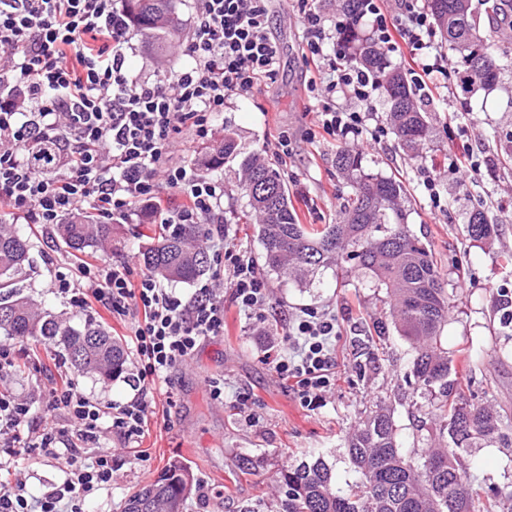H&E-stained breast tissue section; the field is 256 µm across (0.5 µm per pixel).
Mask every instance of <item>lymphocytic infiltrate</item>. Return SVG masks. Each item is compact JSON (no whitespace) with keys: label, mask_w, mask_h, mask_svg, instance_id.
<instances>
[{"label":"lymphocytic infiltrate","mask_w":512,"mask_h":512,"mask_svg":"<svg viewBox=\"0 0 512 512\" xmlns=\"http://www.w3.org/2000/svg\"><path fill=\"white\" fill-rule=\"evenodd\" d=\"M269 0H197L194 30L184 46L189 62L173 76L132 74L127 53L131 28L122 0H0V73L13 81L0 100V212L18 224L44 229L95 212L104 223L126 220L137 203L152 205L159 223L200 224L212 252L214 279L230 276L240 312L263 309L266 281L246 252L224 242V185L197 175L174 159L179 147L203 144L218 131L227 100L251 96L277 76L281 46L269 31ZM380 0H359L357 15L328 19L314 0H291L301 31L302 55L317 71L308 87L317 102L306 109L313 128L329 137L379 144L386 130L367 127L366 115L337 107V93L367 103L377 78L347 56V28L370 24L372 40L389 53H408L423 76L449 73L436 53L423 0H398L387 16ZM57 133V167L30 162L23 148L34 133ZM177 202L160 201L163 190ZM56 288L78 308L104 309L130 323L137 355L136 394L102 406L79 393L74 378H48L51 409L63 411L68 428L35 418L26 401L0 391V446L16 455L56 459L64 434L93 451L90 465L78 449L66 456L67 476L41 496H29L23 480L0 483V512H88L92 495L112 482V448L101 439L110 421L124 441L140 438L157 384L194 356L202 341L224 333V297L212 281L190 297L165 288L152 274L127 262L81 260L57 275ZM336 316L307 311L288 326L291 353L266 348L263 360L293 393L316 407L336 384Z\"/></svg>","instance_id":"f902f5d3"}]
</instances>
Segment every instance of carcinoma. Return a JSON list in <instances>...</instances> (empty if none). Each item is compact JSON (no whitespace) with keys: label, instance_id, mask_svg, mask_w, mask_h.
<instances>
[{"label":"carcinoma","instance_id":"1","mask_svg":"<svg viewBox=\"0 0 512 512\" xmlns=\"http://www.w3.org/2000/svg\"><path fill=\"white\" fill-rule=\"evenodd\" d=\"M131 26L153 35L162 53L181 39L175 0H124ZM432 24L448 42L461 68L460 90L471 94L492 90L501 67L492 37L505 30L497 24L504 0H486L484 16L474 13L471 0H425ZM355 59L377 74L394 135L407 155L419 156L431 141L433 127L416 103L415 83L387 63L384 50L354 31ZM236 154L226 134L203 164L218 166ZM38 164L56 161L55 146L41 140L31 149ZM363 157L347 148L336 151V167L347 177L350 192L340 204L336 222L316 227L299 222L288 187L272 163L252 156L240 160V188L259 222L254 233L263 245V265L277 274L305 278L321 268L348 261L371 275L393 300L392 323L413 351L414 389L436 396L433 415L439 421L438 446L427 449L414 464L399 449L398 426L390 409L370 412L345 438L347 457L356 479L340 490L321 455L276 473L282 512H512V493L482 497L480 487L461 460L460 450L494 439L512 445V417L505 409L468 402L449 380L452 359L442 335L448 322L450 297L429 249L407 229L406 188L396 175L373 174ZM152 243L142 252L145 267L171 281L191 282L209 268L207 251L199 244L200 225L146 224ZM473 242L492 240L497 225L483 211L468 217ZM55 233L70 254L112 245V225L75 216L56 225ZM33 260L29 244L15 224L0 222V332L22 340L61 345L70 364L83 373L115 380L125 370L127 351L121 339L102 325L77 328L58 314L41 310L27 291ZM192 472L173 461L153 482L124 502L122 512H182L191 490Z\"/></svg>","mask_w":512,"mask_h":512}]
</instances>
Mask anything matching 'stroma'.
<instances>
[{
	"label": "stroma",
	"instance_id": "stroma-1",
	"mask_svg": "<svg viewBox=\"0 0 512 512\" xmlns=\"http://www.w3.org/2000/svg\"><path fill=\"white\" fill-rule=\"evenodd\" d=\"M270 31L283 48L275 81L261 83L249 98L227 102L219 121L230 130L242 154L273 158L275 139L288 131L296 142L295 156L287 163L285 182L302 223L330 224L349 187L336 168V151L342 140H308L310 127L304 110L310 104L305 88L306 67L301 53V33L288 20L286 0H272ZM129 54L133 73L166 75L186 61L183 43L156 53L141 35H134ZM506 70L489 96L465 99L457 76L434 75L438 89L424 110L433 124V137L419 159H412L387 134L375 149L364 152L363 165L385 175L405 177L410 195L408 230L433 252L452 298L443 334L453 358L452 370L466 387L469 402L512 408V323L502 321L499 290H512V168L500 162L512 154V44L501 58ZM470 138L475 150L492 158L479 172L460 177L449 173L448 155L456 143ZM206 178L224 184V210L234 216L246 210L248 199L239 187L238 163L201 169ZM437 176L445 205L432 211L424 189L427 177ZM482 210L498 225L496 237L485 243L471 241L466 232L469 215ZM144 205H136L127 222L116 225L111 247L95 249V256L115 262L141 261L145 239L136 234L144 223ZM29 236L34 269L30 293L43 309L65 314L76 327L92 321V313L71 306L57 292V272L71 268L74 260L49 235L21 225ZM269 302L262 317L238 313L225 303L222 336L206 340L195 357L176 367L169 385L177 396L171 413L156 407L148 411V426L139 442L113 441L118 459L112 484L89 505L90 512H121L128 494L154 481L164 466L182 462L194 476L205 477L221 489L206 510L188 496L184 512H279L280 494L274 482L284 465L299 463L309 453L322 454L332 469L337 487L355 478L343 447L345 436L358 425L369 408L388 405L399 426L400 450L419 459L436 434L430 414L432 402L406 383L412 369L409 343L389 328L390 299L385 289L356 267L336 275L319 271L298 283L266 273ZM306 309H327L336 316V386L322 406L307 408L262 360L264 349L288 347V323ZM386 335H379L380 325ZM17 369L0 379V391L27 400L34 417L47 413L40 395L39 374L72 372L63 347L23 342ZM41 371H34L33 361ZM78 390L104 405L120 404L135 394L128 375L110 382L98 376L75 373ZM223 381L224 398L214 400L210 386ZM249 457L250 471L239 469ZM462 456L470 473L486 492H512V447L497 442L466 449ZM24 477L30 495L38 496L61 483L62 467L39 456L16 458L0 451V480Z\"/></svg>",
	"mask_w": 512,
	"mask_h": 512
}]
</instances>
